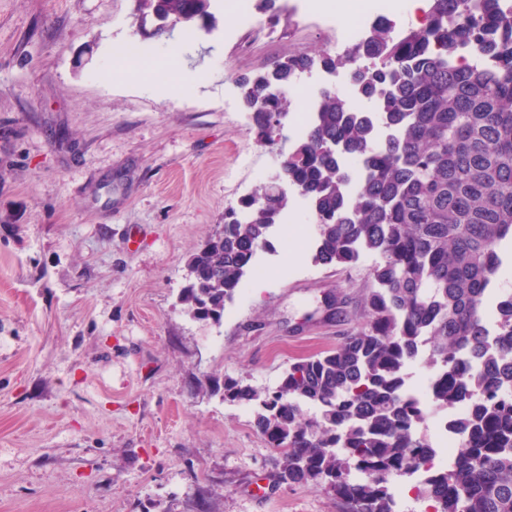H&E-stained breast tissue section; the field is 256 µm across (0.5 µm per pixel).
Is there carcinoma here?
<instances>
[{
	"mask_svg": "<svg viewBox=\"0 0 512 512\" xmlns=\"http://www.w3.org/2000/svg\"><path fill=\"white\" fill-rule=\"evenodd\" d=\"M209 8L140 5L203 23ZM313 61L345 71L376 105L357 112L345 94L322 90L286 167L316 224V263L378 257L368 319L336 348L292 363L274 390L226 379L224 398L254 406L256 427L281 450V482L322 485L345 512H399L392 483L429 461L419 432L428 410L406 387L419 363L435 378L432 410L470 408L453 465L419 494L433 512H512V290L496 282L512 248V8L428 0L425 25L397 40L378 21L357 52L277 59L275 71L239 83L259 143H274L287 89ZM349 156L363 160L354 189ZM289 202L270 181L224 214V237L188 258V313L222 321Z\"/></svg>",
	"mask_w": 512,
	"mask_h": 512,
	"instance_id": "cac0c4a2",
	"label": "carcinoma"
}]
</instances>
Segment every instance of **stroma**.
<instances>
[{"label":"stroma","instance_id":"obj_1","mask_svg":"<svg viewBox=\"0 0 512 512\" xmlns=\"http://www.w3.org/2000/svg\"><path fill=\"white\" fill-rule=\"evenodd\" d=\"M136 0H0V512H345L320 485L278 482L251 406L214 379L275 388L290 363L367 320L374 255L324 266L272 237L285 272L246 278L221 324L187 315L186 260L226 206L270 181L242 78L328 51L314 18L271 42L226 19L154 35ZM130 39L199 75L180 90L102 78Z\"/></svg>","mask_w":512,"mask_h":512}]
</instances>
